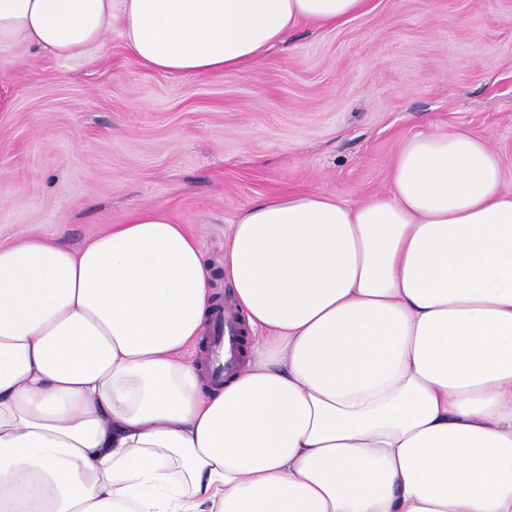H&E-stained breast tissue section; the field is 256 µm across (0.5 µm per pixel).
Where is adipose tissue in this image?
I'll return each mask as SVG.
<instances>
[{"instance_id": "1", "label": "adipose tissue", "mask_w": 512, "mask_h": 512, "mask_svg": "<svg viewBox=\"0 0 512 512\" xmlns=\"http://www.w3.org/2000/svg\"><path fill=\"white\" fill-rule=\"evenodd\" d=\"M370 0H0V72L109 33L175 77L255 68ZM244 349L163 210L0 243V512H512V191L485 138L401 146L388 191L254 200L224 234ZM233 326L234 321L230 318H226L224 315L219 316L213 323L212 346L214 349L211 351V378L220 379L222 376L224 377V370H230L233 366L235 359L234 349L237 338L234 333ZM227 347L230 357L224 358Z\"/></svg>"}]
</instances>
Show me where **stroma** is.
<instances>
[{
  "label": "stroma",
  "mask_w": 512,
  "mask_h": 512,
  "mask_svg": "<svg viewBox=\"0 0 512 512\" xmlns=\"http://www.w3.org/2000/svg\"><path fill=\"white\" fill-rule=\"evenodd\" d=\"M105 61L50 58L8 73L0 112V241L72 245L158 207L190 225L215 269L256 198L386 191L403 143L463 127L512 189V0H371L333 29L301 26L252 69L203 79L150 71L110 34Z\"/></svg>",
  "instance_id": "35a3bbf8"
}]
</instances>
